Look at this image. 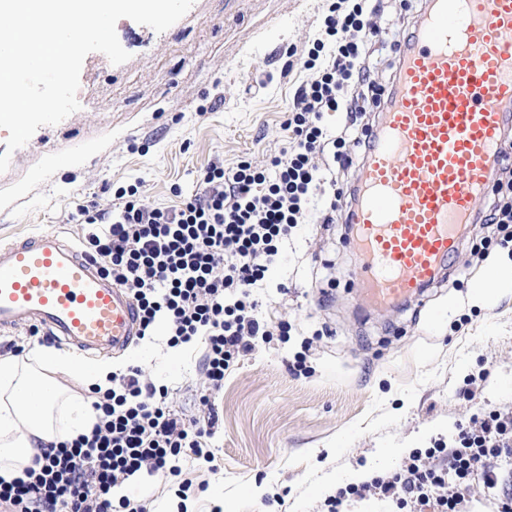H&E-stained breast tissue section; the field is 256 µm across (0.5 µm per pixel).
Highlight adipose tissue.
Returning a JSON list of instances; mask_svg holds the SVG:
<instances>
[{"mask_svg":"<svg viewBox=\"0 0 512 512\" xmlns=\"http://www.w3.org/2000/svg\"><path fill=\"white\" fill-rule=\"evenodd\" d=\"M111 366L81 364L69 354L37 347L27 357L0 355V478L22 477L42 449L88 433L92 402L69 381L110 389Z\"/></svg>","mask_w":512,"mask_h":512,"instance_id":"1","label":"adipose tissue"}]
</instances>
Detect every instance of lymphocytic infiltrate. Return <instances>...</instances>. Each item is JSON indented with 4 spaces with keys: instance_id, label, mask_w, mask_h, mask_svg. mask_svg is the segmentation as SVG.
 <instances>
[{
    "instance_id": "1",
    "label": "lymphocytic infiltrate",
    "mask_w": 512,
    "mask_h": 512,
    "mask_svg": "<svg viewBox=\"0 0 512 512\" xmlns=\"http://www.w3.org/2000/svg\"><path fill=\"white\" fill-rule=\"evenodd\" d=\"M382 0H327L322 26L303 61L310 80L299 86L283 123L288 145L257 167L243 160L228 168L214 161L199 188L172 207L145 202L138 185L119 187L111 209L78 208L87 252L134 298L141 336L164 326L177 347L202 338L203 369L220 389L235 360L265 335L252 297L282 243L308 215L333 224L341 192L329 185L316 158L331 151L341 169L355 166L352 148L367 151L363 117L382 90L370 57L377 32L369 21ZM341 112L340 130L323 117ZM139 369L112 376V387L93 407L89 434L35 457L23 477L0 480L5 512H144L112 490L139 472L177 477L179 462L193 455L212 461L208 430L185 422L168 401L169 390L141 380ZM512 456V412L474 415L459 426L452 446L413 450L398 471L339 489L326 498L327 512H343L348 498L387 499L433 512H464L473 496L470 475L484 464L483 491L495 496L497 512H512V491L502 487L495 460Z\"/></svg>"
}]
</instances>
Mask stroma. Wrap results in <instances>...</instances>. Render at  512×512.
Listing matches in <instances>:
<instances>
[{
    "instance_id": "obj_1",
    "label": "stroma",
    "mask_w": 512,
    "mask_h": 512,
    "mask_svg": "<svg viewBox=\"0 0 512 512\" xmlns=\"http://www.w3.org/2000/svg\"><path fill=\"white\" fill-rule=\"evenodd\" d=\"M324 10V0H194L160 34L120 19L130 60L89 54L79 111L37 129L0 174V241L55 231L80 246L87 228L71 213L93 198L111 208V187L139 180L148 203L173 206L210 161L277 153ZM343 233L311 218L292 230L253 291L260 317L288 335L257 338L221 390L208 388L203 342L172 348L161 328L112 358L114 370L137 366L145 382L168 387L183 418H218L213 462L185 460L177 479L131 477L119 495L149 512H321L338 489L448 442L473 415L512 412V287L475 298L492 260L512 259L501 229L476 227L453 275L392 312L356 300L360 259ZM299 354L307 369L295 374Z\"/></svg>"
}]
</instances>
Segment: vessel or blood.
Instances as JSON below:
<instances>
[{"label":"vessel or blood","mask_w":512,"mask_h":512,"mask_svg":"<svg viewBox=\"0 0 512 512\" xmlns=\"http://www.w3.org/2000/svg\"><path fill=\"white\" fill-rule=\"evenodd\" d=\"M380 109L348 222L356 295L386 311L439 281L512 159V0H427ZM22 319L85 356L126 353L139 333L125 288L53 232L0 244V328Z\"/></svg>","instance_id":"1"}]
</instances>
